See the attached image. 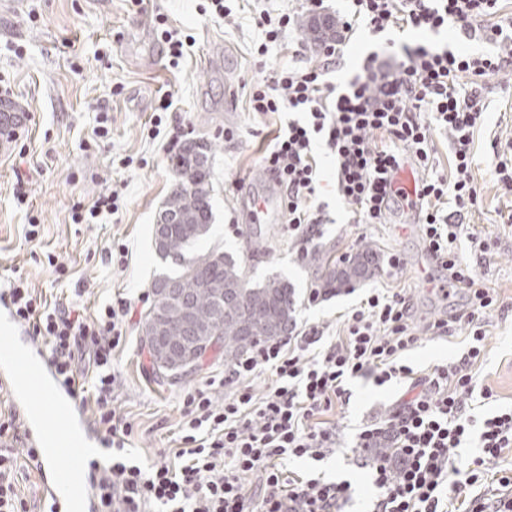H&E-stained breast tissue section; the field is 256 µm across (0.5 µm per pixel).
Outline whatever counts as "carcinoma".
<instances>
[{"mask_svg": "<svg viewBox=\"0 0 512 512\" xmlns=\"http://www.w3.org/2000/svg\"><path fill=\"white\" fill-rule=\"evenodd\" d=\"M172 169L177 182L159 212L163 239L155 250L177 270L160 274L151 284L156 300L142 323L145 343L153 364L168 372L160 365L159 348L187 339L181 305L156 291L160 286H173L192 305L196 324L208 333V340L219 338L224 363L231 365L259 342L288 335L297 304L295 289L279 276L252 284L233 256L215 250L194 251L209 234L213 219L208 145L183 148L173 159ZM312 260L320 271L319 288H352L378 269L371 249L334 266L315 255Z\"/></svg>", "mask_w": 512, "mask_h": 512, "instance_id": "obj_1", "label": "carcinoma"}]
</instances>
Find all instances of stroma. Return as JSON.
<instances>
[{
	"mask_svg": "<svg viewBox=\"0 0 512 512\" xmlns=\"http://www.w3.org/2000/svg\"><path fill=\"white\" fill-rule=\"evenodd\" d=\"M230 17L211 11V0H0V75L11 82L23 115L18 139L0 149V290L13 279H26L35 293L84 306L87 314L115 303L118 297L136 302L125 339L114 352L118 384L112 407L131 422L133 457L149 462L174 458L180 446L179 425L188 390L208 391L216 402L227 392L220 379L223 357L207 355L192 373L174 380L157 378L142 344L141 323L148 309L141 294L150 292L165 264L155 252L153 226L175 177L171 158L163 150L174 124L185 125L188 140L207 143L211 155L212 227L201 242L204 250L219 249L246 267L252 281L271 275L288 278L298 304V329L312 325L326 334H341L342 314L359 305L372 288L405 291L415 307L419 337L406 361L415 370L455 359L465 351L467 332L450 337L433 335L439 318L468 311V297L458 291L442 298L435 288L446 273L431 266L421 231L404 223L405 215L391 210L380 224L353 223L350 207L336 192L334 167L322 159L319 202L327 206L328 224L307 251H300L288 234V219L280 196L258 163L274 132L286 125L284 112H254L249 108L250 85L279 62L280 51L255 57L258 35L248 21L242 0H227ZM167 26L192 36L188 56L171 63L156 33L157 15ZM488 109L475 134L476 165L472 171L480 192L465 222L457 252L474 265L498 303L479 314L485 331V355L475 367L479 384L491 387L500 407L512 405V227L499 221V212L512 208L493 174L497 161L512 160V70L486 81ZM172 102L159 112L160 97ZM107 110L111 134L94 144L92 131L98 110ZM132 157L121 167L122 157ZM28 184L27 204L18 205L13 189L17 173ZM243 189H235V180ZM126 184L117 213L97 224H75L74 202L91 204L100 191ZM269 201L273 221L252 224L244 216L250 197ZM40 221V242L25 239L28 219ZM485 239L490 250L478 257L470 236ZM129 246L125 268L103 261L102 251L113 242ZM370 248L379 258L397 253L398 272L379 267L375 276L353 292L326 297L317 304L308 295L315 286L311 256L339 261ZM56 258L67 266L56 278L48 264ZM430 265V277L420 266ZM347 407L326 416L336 428L337 446L323 460L294 459L288 471L321 474L352 484L345 512H369L375 490L352 446L361 425L383 418L404 392V385L376 386L367 379L350 384Z\"/></svg>",
	"mask_w": 512,
	"mask_h": 512,
	"instance_id": "35a3bbf8",
	"label": "stroma"
}]
</instances>
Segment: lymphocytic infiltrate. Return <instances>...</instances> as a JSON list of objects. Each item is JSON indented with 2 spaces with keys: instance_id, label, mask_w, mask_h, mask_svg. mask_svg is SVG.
Returning a JSON list of instances; mask_svg holds the SVG:
<instances>
[{
  "instance_id": "1",
  "label": "lymphocytic infiltrate",
  "mask_w": 512,
  "mask_h": 512,
  "mask_svg": "<svg viewBox=\"0 0 512 512\" xmlns=\"http://www.w3.org/2000/svg\"><path fill=\"white\" fill-rule=\"evenodd\" d=\"M350 2V10L336 19L325 13L322 0H305L319 24L316 62L293 58L253 84L252 111L295 114L277 131L260 165L283 192L289 232L306 245L326 221L322 205L312 201L320 180L316 138H323L334 159L337 193L358 224L381 223L401 202L394 177L408 165L419 170L415 192L426 249L447 271L449 287L464 291L472 307L471 313L434 321L432 328L447 336L466 326L468 348L458 360L416 374L402 362L417 342L410 297L372 292L346 313L345 335L329 340L312 325L228 366L221 383L230 392L223 403H214L204 390L188 391L177 464L144 465L127 448L131 423L112 407V353L134 314L131 301L119 299L90 316L70 304L38 301L25 280H14L7 299L15 320L44 344L58 381L92 403L96 431L110 453L109 465L88 464L96 512H146L153 505L166 512H341L348 482L295 477L283 463L317 459L335 447L336 430L324 415L349 404L347 383L359 377L378 386L407 384L387 417L366 423L355 435L360 450H395L371 460L379 491L372 512H450L457 501L464 512H512L510 476L499 478L498 492L466 494L478 483L481 466L512 447V408L481 417L473 412V398L494 399L492 389L478 387L472 374L485 341L475 314L497 299L454 248L478 197L471 170L474 132L487 110L485 79L512 68V16L501 14L500 0ZM250 21L261 34L256 53L262 57L294 24L290 13L266 8L255 9ZM450 24L491 45V53L460 54L392 40L387 57L370 52L347 80L328 79L342 65L354 33L374 38L394 30L436 32ZM438 128L452 139L451 180L431 162L429 143ZM374 131L384 144H370ZM266 373L272 383L264 395H255L251 382ZM24 441L17 414L0 422V512H27L16 492L12 453ZM469 444L480 450L472 468L454 467L452 450ZM249 475L257 487H248Z\"/></svg>"
}]
</instances>
